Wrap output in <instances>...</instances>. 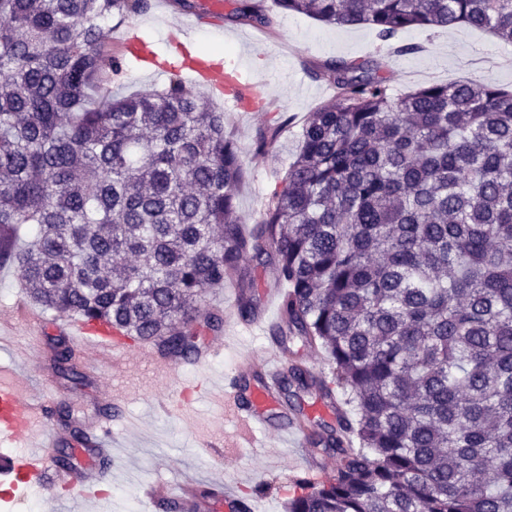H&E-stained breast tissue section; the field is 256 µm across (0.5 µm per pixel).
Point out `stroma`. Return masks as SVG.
<instances>
[{
    "label": "stroma",
    "instance_id": "stroma-1",
    "mask_svg": "<svg viewBox=\"0 0 512 512\" xmlns=\"http://www.w3.org/2000/svg\"><path fill=\"white\" fill-rule=\"evenodd\" d=\"M150 8L140 15V35L166 49L173 27L194 30L200 48L221 53L257 74L261 91L269 98L265 112L254 115L232 109L224 111V126L237 142L245 160L247 174L237 190L240 213L248 218L259 217L275 177L284 173L292 162L301 124L305 116L321 103L330 101L331 89L308 75L310 63L329 58L371 56L380 60L384 73L391 79L394 92L445 83L459 78L496 86H512V44L468 28L448 30L407 29L400 33L398 44L414 45L410 54H402L380 44L374 32L366 27H336L292 13L278 14L276 24L264 37L263 55L249 51L248 26L224 23L211 26L200 13L179 10L173 0H150ZM162 79L144 72L138 63H131L122 77L102 81L90 92L91 105H99L112 92L131 93L137 90L162 88ZM292 117L293 123L267 153L256 154L254 144L259 136L273 127L279 117ZM26 303L28 310L42 316L47 326L43 338L55 336L58 315L29 302L14 267H0V309L15 302ZM30 333L26 321H18L10 342L0 344V370L22 368L34 379L31 395L43 390L56 394V404L69 405L72 419L83 428L99 422L102 402L95 396L102 386L120 392L125 401L113 415V431H121L128 422L141 425L138 435L128 445L129 460L137 470L131 480L116 479L109 486L111 512H127V500L135 496L138 485L160 483L177 486L188 478L207 481L223 480L236 494L252 496L259 512H284L293 481L302 474V463L294 448L280 445L277 438L258 434L254 448H234L230 442L236 427L223 405L211 400L197 384L202 373L215 376L231 368L243 352L260 350L266 343L262 329L247 335H234L232 327L224 333L230 341L224 354L207 370L190 366L181 368L170 378L162 379L133 353L119 356L109 364L100 379H87L75 385L58 376L44 354H28L23 345ZM194 386L192 417L184 421L176 413L162 409L166 399L177 397L185 386ZM264 492H257V485ZM77 512L78 504L70 494L55 485L27 494L22 508L0 501V512Z\"/></svg>",
    "mask_w": 512,
    "mask_h": 512
}]
</instances>
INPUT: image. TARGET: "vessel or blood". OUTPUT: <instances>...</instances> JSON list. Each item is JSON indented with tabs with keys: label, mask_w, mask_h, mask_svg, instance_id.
I'll return each mask as SVG.
<instances>
[{
	"label": "vessel or blood",
	"mask_w": 512,
	"mask_h": 512,
	"mask_svg": "<svg viewBox=\"0 0 512 512\" xmlns=\"http://www.w3.org/2000/svg\"><path fill=\"white\" fill-rule=\"evenodd\" d=\"M113 47L119 53L138 56L154 73H183L197 79L212 90L221 92L225 104L234 107L254 93L253 83L238 68L225 67L223 60L199 55L184 44H177L166 55L157 54L151 45L137 36L136 26L132 23L128 24L122 37L114 41ZM60 330L76 346L96 351L98 361L89 368L95 379L100 377L115 353L131 349L159 376H171L179 368L177 362L157 355L152 347L134 343L103 323L75 320L62 324ZM287 362V354L276 349L251 353L240 359L237 371L255 370L262 378L250 406L241 405L232 376H225L222 384L209 385L208 391L232 413L240 447H253L257 431H274L292 439L298 454L306 460V471L315 477L323 464L308 454L305 428L289 415L277 421L271 418V411L277 403L280 375ZM28 381V375L20 371L14 374L11 384L0 383V443H18L23 447L21 453L11 458L9 473L15 474L19 482L29 489L58 482L81 502L84 512H94L101 496V485L112 480V459L120 445L119 440L108 428L94 425L92 432L77 444V462L66 469L58 468L51 449L55 447L59 433L51 426L48 412L54 394L47 391L39 398H31L24 391ZM207 489V496L201 497L190 483L185 482L171 489L148 485L142 488L141 494L152 507L161 500L170 499L180 505L182 512H230L235 496L225 491L223 482L212 481Z\"/></svg>",
	"instance_id": "vessel-or-blood-1"
}]
</instances>
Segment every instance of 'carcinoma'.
Wrapping results in <instances>:
<instances>
[{
  "mask_svg": "<svg viewBox=\"0 0 512 512\" xmlns=\"http://www.w3.org/2000/svg\"><path fill=\"white\" fill-rule=\"evenodd\" d=\"M390 43L409 28L469 27L512 44V0H274ZM149 0H0V263L36 304L104 322L188 363L196 306L236 278L238 319L259 316L262 269L284 289L270 336L320 351L277 396L335 460L298 478L287 512H512V88L458 79L390 92L381 63L327 59L335 92L304 118L294 160L253 222L224 110L176 76L85 105L127 58L105 53L112 18ZM233 23L270 29L262 0ZM261 135L265 153L290 124ZM53 369L85 379L69 340ZM345 395L334 422L301 394Z\"/></svg>",
  "mask_w": 512,
  "mask_h": 512,
  "instance_id": "cac0c4a2",
  "label": "carcinoma"
}]
</instances>
